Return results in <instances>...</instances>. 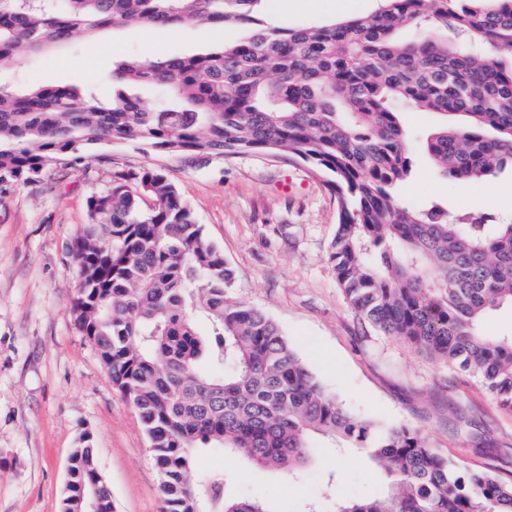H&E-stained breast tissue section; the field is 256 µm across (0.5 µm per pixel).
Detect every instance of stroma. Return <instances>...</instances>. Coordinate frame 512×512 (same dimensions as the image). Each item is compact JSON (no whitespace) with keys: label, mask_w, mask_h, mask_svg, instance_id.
<instances>
[{"label":"stroma","mask_w":512,"mask_h":512,"mask_svg":"<svg viewBox=\"0 0 512 512\" xmlns=\"http://www.w3.org/2000/svg\"><path fill=\"white\" fill-rule=\"evenodd\" d=\"M380 0H262L260 15L279 28L330 26L379 10ZM243 25L216 31L185 25L148 36L116 27L94 38L19 59L0 83H66L110 100L115 64L206 52L245 37ZM411 175L405 204L438 203L457 215L484 212L512 221V173L451 182L423 150L441 117L403 108ZM163 170L190 205L206 239L234 273V297L281 326L315 379L350 413L421 432L441 457L512 478V410L446 360L364 324L329 260L338 198L301 160L262 153L200 163L128 142L88 151L83 164L60 160L28 184L0 183V512H61L69 458L90 435L114 512H160L159 473L148 440L107 366L75 325L79 287L70 247L88 222L87 200L117 174ZM223 474L232 496L267 501L270 512H300L319 499L334 512L339 494L373 498L385 475L353 451L316 449L297 473L267 469L219 450L199 453L191 479ZM336 488L327 491L328 475Z\"/></svg>","instance_id":"obj_1"}]
</instances>
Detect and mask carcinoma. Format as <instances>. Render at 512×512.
I'll list each match as a JSON object with an SVG mask.
<instances>
[{
    "label": "carcinoma",
    "instance_id": "1",
    "mask_svg": "<svg viewBox=\"0 0 512 512\" xmlns=\"http://www.w3.org/2000/svg\"><path fill=\"white\" fill-rule=\"evenodd\" d=\"M259 2L0 0V71L78 31L252 28L210 53L120 64L107 103L71 86H0V181L30 183L63 157L79 163L120 142L300 159L338 194L330 260L355 313L477 376L512 409V337L480 330L487 312L512 305V222L396 197L411 173L403 102L463 120L426 140L443 178L512 171V0H383L370 16L288 29L257 17ZM137 84L159 91L153 104L125 93ZM87 210L72 248L75 321L148 438L162 512H269L261 499L226 495L220 474L190 480L200 449L293 471L326 447L358 450L388 480L382 495L336 512H512V479L438 456L414 429L346 411L279 325L232 296L223 252L162 170L117 175ZM71 457L62 512H112L90 436Z\"/></svg>",
    "mask_w": 512,
    "mask_h": 512
}]
</instances>
